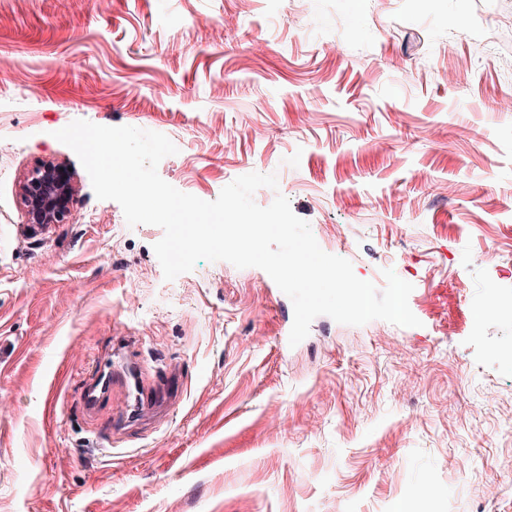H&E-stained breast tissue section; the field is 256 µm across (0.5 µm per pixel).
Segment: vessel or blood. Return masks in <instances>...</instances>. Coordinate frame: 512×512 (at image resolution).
I'll list each match as a JSON object with an SVG mask.
<instances>
[{
	"instance_id": "obj_1",
	"label": "vessel or blood",
	"mask_w": 512,
	"mask_h": 512,
	"mask_svg": "<svg viewBox=\"0 0 512 512\" xmlns=\"http://www.w3.org/2000/svg\"><path fill=\"white\" fill-rule=\"evenodd\" d=\"M117 389L127 392L130 404L126 416L112 419L106 427L95 431L96 441L105 446L111 444L113 434L124 429L127 423L139 421L146 411L172 403L178 396L179 384L168 369L155 373L153 380H146L133 345L119 339L92 362L81 397L85 412L97 414Z\"/></svg>"
}]
</instances>
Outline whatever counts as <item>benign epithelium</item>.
<instances>
[{
    "label": "benign epithelium",
    "instance_id": "7a95c632",
    "mask_svg": "<svg viewBox=\"0 0 512 512\" xmlns=\"http://www.w3.org/2000/svg\"><path fill=\"white\" fill-rule=\"evenodd\" d=\"M30 224H58L65 220L74 188L50 163L35 167L20 186Z\"/></svg>",
    "mask_w": 512,
    "mask_h": 512
}]
</instances>
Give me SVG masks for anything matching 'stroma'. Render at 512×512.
Listing matches in <instances>:
<instances>
[{
	"label": "stroma",
	"mask_w": 512,
	"mask_h": 512,
	"mask_svg": "<svg viewBox=\"0 0 512 512\" xmlns=\"http://www.w3.org/2000/svg\"><path fill=\"white\" fill-rule=\"evenodd\" d=\"M508 33L512 0H0V512H512ZM75 120L164 134L160 177L205 201L276 175L323 251L412 284L419 326L320 316L285 348L264 270L165 280L162 229L55 139ZM44 162L75 198L32 237ZM118 336L184 393L102 448L124 396L93 419L80 392Z\"/></svg>",
	"instance_id": "stroma-1"
}]
</instances>
